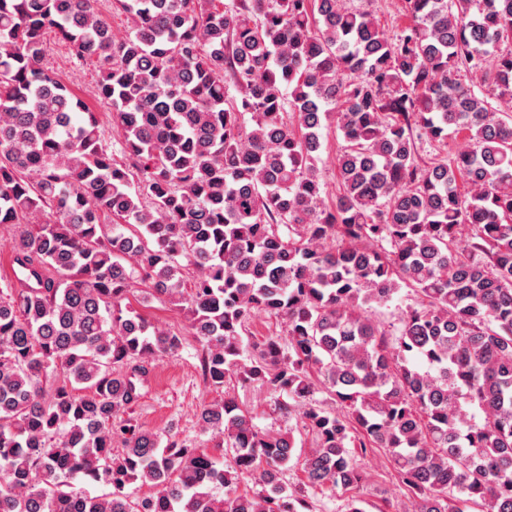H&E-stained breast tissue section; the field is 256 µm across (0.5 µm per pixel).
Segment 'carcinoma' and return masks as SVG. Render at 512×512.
<instances>
[{
	"label": "carcinoma",
	"mask_w": 512,
	"mask_h": 512,
	"mask_svg": "<svg viewBox=\"0 0 512 512\" xmlns=\"http://www.w3.org/2000/svg\"><path fill=\"white\" fill-rule=\"evenodd\" d=\"M404 3L388 40L344 0H112L132 22L116 40L98 0H0V224L17 226L18 283L0 294V512H311L309 491L364 482L357 448L388 451L413 512H512V0ZM50 29L98 60L126 164L43 67ZM450 132L464 149L418 162L414 135ZM139 280L187 311L205 384H257L313 436L301 487L280 482L292 432L229 395L200 413L228 468L114 428L182 345L122 306ZM404 285L421 304L394 334L373 311ZM261 312L287 335L246 357ZM240 474L261 490L237 493ZM326 140L323 143L322 151L315 161V165L324 183V191L327 197H335L339 191V184L336 178L335 158L338 152L341 139L332 127L326 131Z\"/></svg>",
	"instance_id": "carcinoma-1"
}]
</instances>
